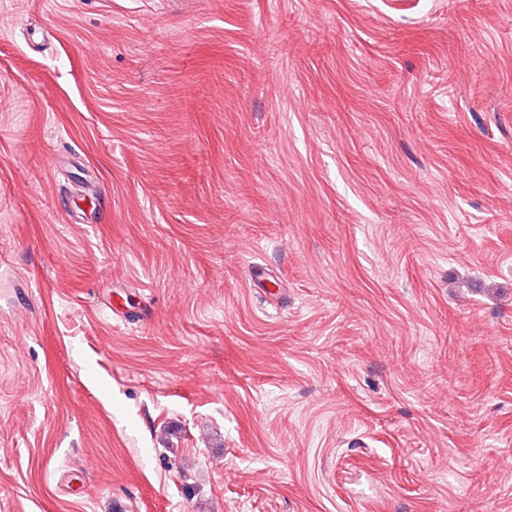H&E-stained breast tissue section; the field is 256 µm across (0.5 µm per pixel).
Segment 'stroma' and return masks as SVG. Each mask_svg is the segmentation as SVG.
Wrapping results in <instances>:
<instances>
[{
    "label": "stroma",
    "instance_id": "1",
    "mask_svg": "<svg viewBox=\"0 0 512 512\" xmlns=\"http://www.w3.org/2000/svg\"><path fill=\"white\" fill-rule=\"evenodd\" d=\"M116 495L512 512V0H0V512Z\"/></svg>",
    "mask_w": 512,
    "mask_h": 512
}]
</instances>
